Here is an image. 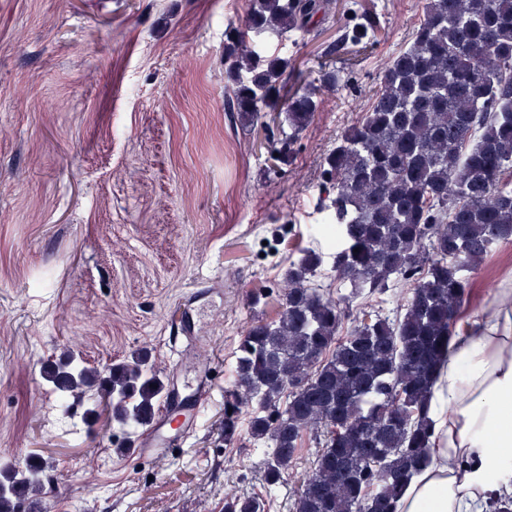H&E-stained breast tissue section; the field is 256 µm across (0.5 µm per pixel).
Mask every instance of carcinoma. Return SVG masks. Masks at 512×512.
<instances>
[{
	"label": "carcinoma",
	"mask_w": 512,
	"mask_h": 512,
	"mask_svg": "<svg viewBox=\"0 0 512 512\" xmlns=\"http://www.w3.org/2000/svg\"><path fill=\"white\" fill-rule=\"evenodd\" d=\"M322 0H250L244 24L224 32L232 106L257 123L283 100L288 61L263 55L249 33L308 30ZM342 40L375 41L368 11ZM343 71L320 68L336 88ZM370 107L326 158L323 190L336 196L318 230L335 250L300 248L279 284L278 310L245 326L224 390V443L247 434L262 454L264 493L228 489L224 512H268L305 439L316 444L291 512H396L433 437L431 389L463 333L473 275L512 240V0H426L411 44L378 76ZM318 88L288 95L271 153L289 162L318 111ZM359 252H354V249ZM360 316L348 331L353 308ZM84 366L49 373L62 393L89 385ZM112 416L143 426L165 387L147 360L112 366ZM38 493L40 469L0 471V512Z\"/></svg>",
	"instance_id": "carcinoma-1"
}]
</instances>
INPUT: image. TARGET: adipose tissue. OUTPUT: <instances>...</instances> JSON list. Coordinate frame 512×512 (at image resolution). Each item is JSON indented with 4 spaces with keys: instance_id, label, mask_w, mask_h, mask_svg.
I'll return each instance as SVG.
<instances>
[{
    "instance_id": "adipose-tissue-1",
    "label": "adipose tissue",
    "mask_w": 512,
    "mask_h": 512,
    "mask_svg": "<svg viewBox=\"0 0 512 512\" xmlns=\"http://www.w3.org/2000/svg\"><path fill=\"white\" fill-rule=\"evenodd\" d=\"M429 459L398 512H486L512 498V289H497L452 340L432 388Z\"/></svg>"
}]
</instances>
